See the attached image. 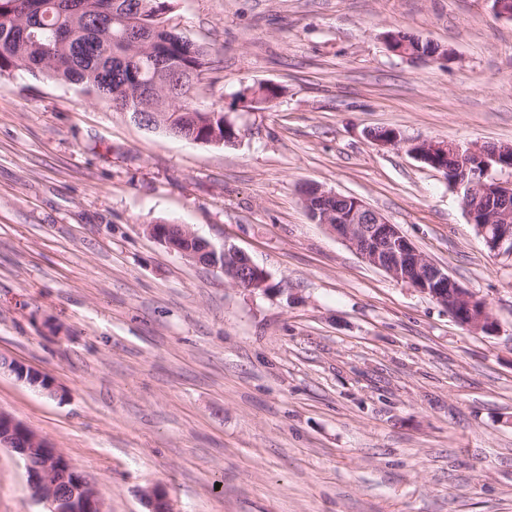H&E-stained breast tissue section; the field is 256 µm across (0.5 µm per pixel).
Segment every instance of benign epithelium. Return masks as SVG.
<instances>
[{"instance_id":"benign-epithelium-1","label":"benign epithelium","mask_w":512,"mask_h":512,"mask_svg":"<svg viewBox=\"0 0 512 512\" xmlns=\"http://www.w3.org/2000/svg\"><path fill=\"white\" fill-rule=\"evenodd\" d=\"M391 52L411 61L421 56L406 50L394 33L386 35ZM245 95L254 103H271L276 97L267 85L250 87ZM162 100L154 97L143 110L133 113L142 126L176 134L162 122L157 111ZM405 145L406 151L434 170L448 184L464 188L468 219L482 238L484 247L497 259L512 262V180L492 176L495 169H512V146H472L466 149L452 141L430 139L402 140L397 131H389L377 140L381 145ZM454 164L448 165V159ZM303 204L315 223L325 226L348 244L370 265L429 296L452 315L462 327L490 334L495 324L486 302L475 292L460 286L446 271L422 254L399 228L355 196L326 190L316 184L303 189ZM147 233L176 252L209 267L219 268L238 288L257 290L267 279L250 257L234 246L217 249L197 237L183 224H148ZM198 243V250L184 248V242ZM7 371L17 380L49 395L57 392L49 375L17 360L0 357V372ZM0 447L9 448L24 461L32 497L43 504L45 512H106L98 491L57 449L8 413L0 411ZM148 512H174L165 491L154 488L143 493Z\"/></svg>"}]
</instances>
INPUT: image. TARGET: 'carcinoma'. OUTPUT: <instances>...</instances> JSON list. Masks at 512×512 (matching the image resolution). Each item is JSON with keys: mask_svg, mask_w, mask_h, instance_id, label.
<instances>
[{"mask_svg": "<svg viewBox=\"0 0 512 512\" xmlns=\"http://www.w3.org/2000/svg\"><path fill=\"white\" fill-rule=\"evenodd\" d=\"M176 0H0V74L25 72L44 80L80 84L112 103L114 91L131 90L126 110L143 103L139 89L159 72L180 82L172 101L179 131L209 138L224 134V112L197 122L193 81L212 64L209 51L165 25Z\"/></svg>", "mask_w": 512, "mask_h": 512, "instance_id": "obj_1", "label": "carcinoma"}]
</instances>
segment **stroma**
<instances>
[{
    "mask_svg": "<svg viewBox=\"0 0 512 512\" xmlns=\"http://www.w3.org/2000/svg\"><path fill=\"white\" fill-rule=\"evenodd\" d=\"M214 68L194 103L231 145L137 124L76 84L0 74V411L63 453L107 512H512V264L462 193L400 145H512V20L492 0H178ZM402 31L448 48L412 62ZM283 93L249 109L236 95ZM360 198L488 305L461 327L323 225L303 184ZM183 224L246 252L264 290L170 252ZM0 448V512H41ZM2 371L9 372L14 375L17 380L25 382L49 395H55L57 392L52 377L41 371L30 368L20 361L0 357V374Z\"/></svg>",
    "mask_w": 512,
    "mask_h": 512,
    "instance_id": "stroma-1",
    "label": "stroma"
}]
</instances>
